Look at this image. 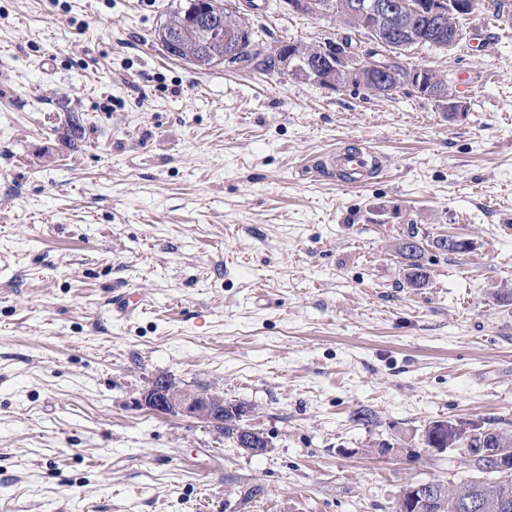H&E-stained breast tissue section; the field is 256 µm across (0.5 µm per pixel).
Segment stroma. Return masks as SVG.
Returning <instances> with one entry per match:
<instances>
[{"mask_svg":"<svg viewBox=\"0 0 512 512\" xmlns=\"http://www.w3.org/2000/svg\"><path fill=\"white\" fill-rule=\"evenodd\" d=\"M503 2L402 58L468 84L454 116L408 85L196 68L156 36L172 0H0V512H391L408 482L467 474L422 446L428 422L512 430ZM230 3L269 48L345 34ZM339 146L380 152L368 184L319 165ZM448 234L469 251L436 249ZM161 376L250 404L266 452L142 406ZM423 246L414 234L409 235L399 243L397 252L408 266L407 284L411 288H420L427 282L429 273L422 264Z\"/></svg>","mask_w":512,"mask_h":512,"instance_id":"1","label":"stroma"}]
</instances>
